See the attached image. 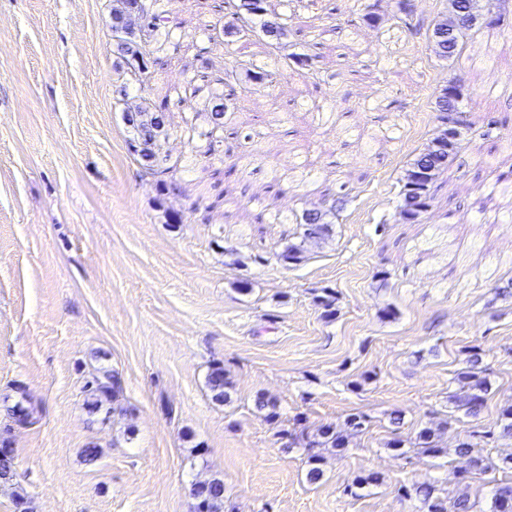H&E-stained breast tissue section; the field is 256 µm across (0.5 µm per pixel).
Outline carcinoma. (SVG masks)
<instances>
[{
	"label": "carcinoma",
	"mask_w": 512,
	"mask_h": 512,
	"mask_svg": "<svg viewBox=\"0 0 512 512\" xmlns=\"http://www.w3.org/2000/svg\"><path fill=\"white\" fill-rule=\"evenodd\" d=\"M152 5L151 16L146 24L145 43L140 39L126 33L125 24L128 23L129 0H112L109 15L112 16V39L115 41L118 53L124 59V86L133 85L142 91L152 90L155 83V66L159 63L158 53L162 46L169 41V31L166 30L165 10L162 9L163 0H150ZM283 11L274 15V19L265 20L258 24L250 0H225L230 8L226 16L232 20L230 25L216 23L208 25L206 39L210 46L216 47L225 44V38L234 37L241 45H254L258 41L264 42L268 48V55L279 51L282 41L288 38L290 29L300 16L313 12L318 6V0H281ZM308 66V59L298 54L285 55L277 59V68L272 71L266 64H256L253 60L237 62L236 65L224 70L222 75L214 79V87L208 91L205 100V110L210 125L209 136L224 130V98L228 96L249 98L257 89L255 86L273 85L277 75L284 70L304 68ZM245 68L247 77L254 85L239 82V68ZM168 100L167 97L143 96L134 111L139 115L138 123L133 127V136L130 146L136 161L142 163L150 158L157 169L152 176L163 191L174 193L180 190V184L174 178L177 169L171 162V157L162 151L161 143L168 138ZM459 152L457 144H443L441 153L443 160H431L432 148L427 147L419 152L410 162L399 194L408 195L422 200L426 206H431L433 195L431 188L437 177L448 169L449 164ZM326 213L318 211L308 219L303 216L295 217V223L304 226L300 240L289 243L282 251L281 256L292 263L302 261L305 252V243L311 239H321L330 233L329 222L325 221ZM315 303L324 310V316L332 317L336 314V291L324 288L315 296ZM490 350L482 345H471L462 351V367L454 377L456 389L450 395V401L455 411L462 416L477 422L476 429L464 439L460 440L455 448L457 456L465 462V466L458 473L459 490L453 498L441 495L436 485L423 483L412 489L400 487L403 495L420 501L425 512H474L475 503L469 494L470 481L476 475L488 471H502L512 473V453L498 459H493L483 453L484 445L492 440H512V402L499 407L494 426L485 428L478 424L487 407L492 394L490 380V363L488 357ZM230 382L224 374V367L215 365L207 375V386L216 401L227 399L226 389ZM121 391L119 379L109 370H101L92 380L87 382L85 392L88 395V404L98 412L105 404L111 402ZM9 405L5 406L7 416L11 423L18 426L22 423L28 425L35 419L36 409L31 402L27 386L22 383L14 384L12 394L5 397ZM452 418L443 417L429 422L420 428L415 436L409 439L397 438L386 443L396 455H406V448H417L430 458H438L445 453L443 443L452 427ZM369 419L364 414H351L347 417L345 426L337 428L332 425L322 426L304 441V448L308 455V470L306 480L310 484L321 482L325 476L323 469L324 457L317 452L319 448H331L337 452L347 450L349 436L367 428ZM381 484L380 477L374 473L366 476H356L344 487V492L352 497L362 495V492L372 486ZM199 512H224V482L218 478L198 482ZM489 512H512V482L505 481L496 484L490 500Z\"/></svg>",
	"instance_id": "obj_1"
}]
</instances>
